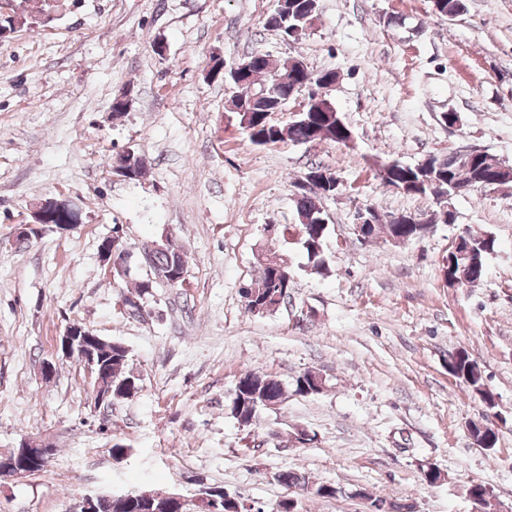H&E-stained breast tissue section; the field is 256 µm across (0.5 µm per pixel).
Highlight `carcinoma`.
I'll use <instances>...</instances> for the list:
<instances>
[{"instance_id":"cac0c4a2","label":"carcinoma","mask_w":512,"mask_h":512,"mask_svg":"<svg viewBox=\"0 0 512 512\" xmlns=\"http://www.w3.org/2000/svg\"><path fill=\"white\" fill-rule=\"evenodd\" d=\"M281 13L289 16V23L307 28V22L313 20L318 10V0H285L279 5ZM50 17L46 13L32 15L25 10L0 13V32L14 33L17 29L29 25L46 24ZM255 62L251 76L241 81L237 88L241 92L236 95V106L252 113L253 123L245 129L250 141L258 146L277 145L286 140L293 143H306L310 139H320L339 143L349 133L336 109L325 106L315 112L305 115V119L290 121L285 126L272 123L267 119V113L279 107L284 101L287 86L281 83L286 74V63L272 65L269 56L260 52L251 54ZM393 173L399 177H413L419 185L417 194L432 195L439 200V206L448 203V195L453 193L452 187L461 183H481L487 169L484 161L475 164L448 167L444 159L437 166L422 173L414 167L398 163L392 166ZM295 206L300 223L285 230H294L307 258V265L314 270H325L328 261L324 253V243L329 234V225L319 224L317 220L324 218L321 206V196H310L306 191L298 190ZM425 230L423 225L380 224L370 226L367 238H375L383 233L391 240L409 242L414 236ZM467 244L470 246L474 264L464 270L466 286L475 288L480 285L485 274V264L488 255L494 252L495 238L492 234H467ZM144 263L149 273L136 282L135 289L124 298L126 307L132 311L143 308L147 297L153 295L154 288L160 285L172 286L173 275L187 268V251L175 245L171 238L159 243L151 250L144 252ZM288 268V260L284 255L268 251L260 258V272L251 280L248 289L243 291L247 301V309L259 314L278 309L282 304L283 278L281 269ZM84 351L93 355L96 367L101 371L102 380L112 379V402L132 399L140 391L139 378L127 370V347L96 333L81 337ZM448 372L460 383L465 385L474 395L480 397L489 408L493 407L492 394L486 387L484 377L478 364L472 360L465 349L457 350L452 355ZM324 385L323 377L311 370L297 376L294 392L301 395H316L321 393ZM285 400V389L282 383L265 373L247 372L235 386L231 414L244 426L251 425L262 410H274ZM470 434L478 444L492 448L496 444V431L472 423ZM279 478L290 487H297L314 497L336 495V488L326 484L311 485L305 478L295 472H284ZM147 498V492H139L134 498L126 495H115L106 502L104 512H144L139 501Z\"/></svg>"}]
</instances>
